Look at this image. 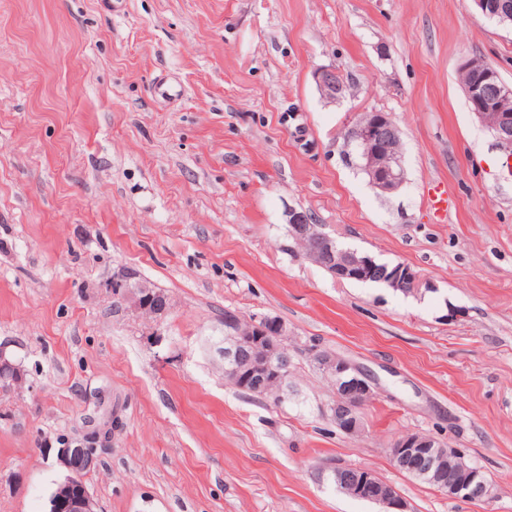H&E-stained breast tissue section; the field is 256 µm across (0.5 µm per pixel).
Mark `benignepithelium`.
<instances>
[{
    "mask_svg": "<svg viewBox=\"0 0 512 512\" xmlns=\"http://www.w3.org/2000/svg\"><path fill=\"white\" fill-rule=\"evenodd\" d=\"M485 18L512 27V0H471ZM459 70L473 79L463 85L471 112L505 153H512V113L501 112L497 103L512 96L497 69L481 58L464 60ZM316 89L329 103L344 100L352 87L343 84L334 66H323L312 74ZM346 155L382 193L398 191L406 181L400 148L401 132L387 112H356L344 136ZM288 233L305 256L339 281L375 279L393 290L422 295L433 290L430 279L405 263L388 264L354 249L339 248L336 239L323 231L310 213L288 208ZM108 288L122 296L130 307L149 317L162 318L170 308L167 295L144 284H131L130 274L112 279ZM288 327L268 315L246 319L232 312L224 318V376L235 387L264 399L284 401L290 390L292 359L285 353ZM318 369L331 380L333 414L351 435L362 431L361 410L373 397L371 378L348 360L325 350L315 351ZM100 436L90 434L86 443L58 450L57 459L68 476L53 496L54 512H98L97 503L83 484V475L99 459ZM393 465L401 471L430 476L437 488L450 498L477 501L488 495L481 470L469 465L464 456L437 439L420 434L398 438L390 452ZM332 476L346 475L342 490L355 499L378 503L385 512H405V502L395 488L365 468L334 467Z\"/></svg>",
    "mask_w": 512,
    "mask_h": 512,
    "instance_id": "obj_1",
    "label": "benign epithelium"
}]
</instances>
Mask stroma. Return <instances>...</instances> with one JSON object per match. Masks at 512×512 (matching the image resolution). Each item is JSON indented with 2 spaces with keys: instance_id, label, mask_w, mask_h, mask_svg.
<instances>
[{
  "instance_id": "35a3bbf8",
  "label": "stroma",
  "mask_w": 512,
  "mask_h": 512,
  "mask_svg": "<svg viewBox=\"0 0 512 512\" xmlns=\"http://www.w3.org/2000/svg\"><path fill=\"white\" fill-rule=\"evenodd\" d=\"M471 56L512 85V30L469 0H0V352L23 378L0 386V512H48L58 448L97 429L102 512H384L332 465L407 512H512V169L458 80ZM330 65L355 90L336 104L311 77ZM370 110L401 130L391 194L343 155ZM292 207L433 291L336 281ZM123 271L164 318L112 296ZM228 310L287 325L285 402L225 379ZM316 348L372 376L359 434L333 424ZM408 433L460 450L488 496L396 470ZM332 480L347 475L341 489L355 499L381 504L385 512H406L405 502L395 488L365 468L333 467Z\"/></svg>"
}]
</instances>
